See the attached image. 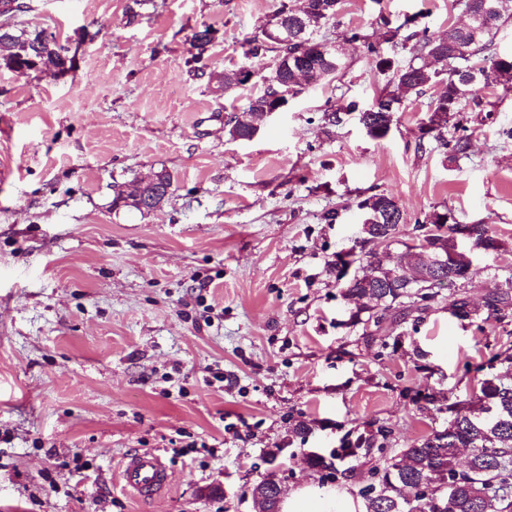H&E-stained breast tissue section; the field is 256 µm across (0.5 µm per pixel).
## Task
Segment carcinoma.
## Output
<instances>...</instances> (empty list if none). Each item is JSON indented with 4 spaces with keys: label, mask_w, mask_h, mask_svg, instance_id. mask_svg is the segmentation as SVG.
<instances>
[{
    "label": "carcinoma",
    "mask_w": 512,
    "mask_h": 512,
    "mask_svg": "<svg viewBox=\"0 0 512 512\" xmlns=\"http://www.w3.org/2000/svg\"><path fill=\"white\" fill-rule=\"evenodd\" d=\"M463 10L473 20L448 33V46L443 47L440 38L430 34L427 28L415 29L405 36L411 44V59L400 64L380 53L370 35L360 27L348 30V42L372 57L379 72L392 73L396 90L381 92L371 106L361 109L355 101L338 109L324 112L323 119L330 125L343 122V117L357 114L358 121L366 129V135L374 140L388 136L394 115L410 93L421 94L424 87L439 81L443 89L426 105V113L419 125L420 138L428 135L457 154L468 149V138L448 135V114L462 106H470L473 112H485L491 106L487 98L478 93L486 88L490 78L509 83L512 81V55L498 53L495 37L502 18L512 0H461ZM343 0H286L273 14L288 22V29H296L305 42L324 43L318 32L342 10ZM211 30L206 28L194 35L198 52L191 59L197 69L205 68L204 53L210 44ZM0 39L13 46V53L0 58V66L15 69L22 57L34 58L47 68L58 69L63 65L62 46L56 38L44 31H14L9 27L0 31ZM299 44L273 43L265 38L255 40L250 54L255 59L276 53V79L269 81L263 93L251 99L247 119L229 120L228 134L233 139L248 138L265 124L262 119L264 106L277 100V96L293 91L297 95L305 87L315 85L330 74L343 69V62L332 49L327 55L309 52L305 60L298 62L294 54ZM477 72L478 81L464 84L468 73ZM112 207L133 208L146 212L157 209V204L145 207L129 201L125 185H113ZM448 214L434 212L425 223L436 225L426 232L418 245L405 246L412 250L434 251L439 248L448 254L450 270L457 274L458 284L467 282L474 274L473 259L476 255H493L501 249V242L488 224L471 225L472 236L466 244L455 243V225L446 223ZM444 287L440 280L429 284L421 297L410 293L391 278L389 273H378V279L365 285V280L354 277L343 287V296L354 304L350 321L359 323L362 314L380 326L387 319H405L416 310L424 312L429 303L439 296ZM512 280L506 279V288H496L488 295L485 307L488 312H498L512 304ZM448 306L463 311L459 321H473L480 317L481 309L465 310L463 294L457 293L448 300ZM459 409L452 414L448 427L409 444L402 452L405 464L387 461L376 469L379 477L368 488L360 491L366 512H434L432 499L426 496L428 483L435 482V497L448 504L446 512H512V384L491 375L480 383L479 390L470 398L457 402ZM374 447L371 437H358L354 445L333 450L329 456H311L308 464L313 469L339 472L338 466L351 455L357 459L369 456ZM470 451L469 465L457 468V456L461 449Z\"/></svg>",
    "instance_id": "cac0c4a2"
}]
</instances>
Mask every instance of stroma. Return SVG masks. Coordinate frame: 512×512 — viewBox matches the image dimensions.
Instances as JSON below:
<instances>
[{"label":"stroma","instance_id":"stroma-1","mask_svg":"<svg viewBox=\"0 0 512 512\" xmlns=\"http://www.w3.org/2000/svg\"><path fill=\"white\" fill-rule=\"evenodd\" d=\"M29 3L16 27L54 35L76 64L63 77L0 67V512H258L251 492L268 470L288 490L327 487L307 451L385 430L337 480L357 493L374 466L444 430L449 405L481 379L512 382V306L462 322L443 292L420 317L377 327L351 324L341 292L371 259L393 263L418 243L435 211L492 225L502 242L474 262V304L512 276V140L501 135L512 89L491 86L493 112L450 116L469 140L463 156L417 131L434 85L405 98L381 140L355 116L322 120L388 87L349 28L405 62L380 17L397 27L421 11L443 35L465 19L455 0H344L320 35L345 70L249 141L226 123L265 83L228 97L219 78L248 65L282 0ZM206 26L214 39L194 71ZM162 170L172 187L160 209L113 210V182ZM378 193L403 221L371 258L358 204ZM145 451L172 482L140 499L119 470ZM216 485L222 494L200 498Z\"/></svg>","mask_w":512,"mask_h":512}]
</instances>
